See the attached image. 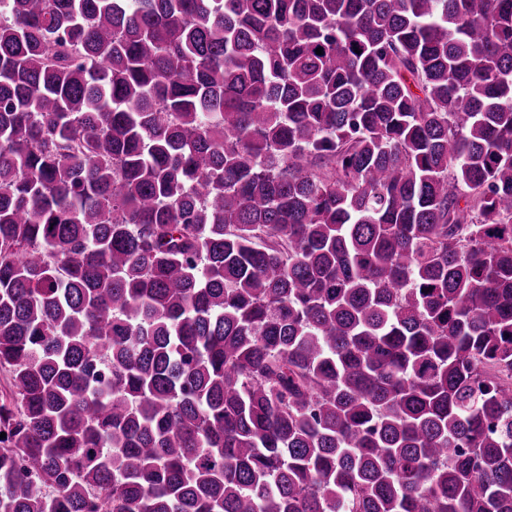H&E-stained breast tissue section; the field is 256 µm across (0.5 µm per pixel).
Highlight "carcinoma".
<instances>
[{
  "instance_id": "cac0c4a2",
  "label": "carcinoma",
  "mask_w": 512,
  "mask_h": 512,
  "mask_svg": "<svg viewBox=\"0 0 512 512\" xmlns=\"http://www.w3.org/2000/svg\"><path fill=\"white\" fill-rule=\"evenodd\" d=\"M0 374V512H512V0H0Z\"/></svg>"
}]
</instances>
